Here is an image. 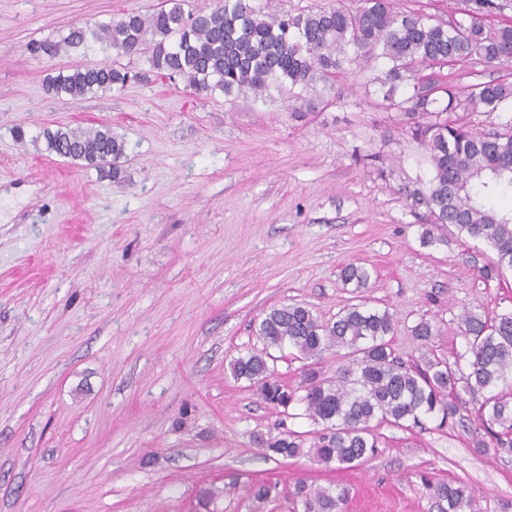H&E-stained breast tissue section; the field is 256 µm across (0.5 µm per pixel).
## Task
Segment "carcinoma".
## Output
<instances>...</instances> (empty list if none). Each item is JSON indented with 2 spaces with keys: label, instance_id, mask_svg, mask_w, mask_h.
Returning <instances> with one entry per match:
<instances>
[{
  "label": "carcinoma",
  "instance_id": "cac0c4a2",
  "mask_svg": "<svg viewBox=\"0 0 512 512\" xmlns=\"http://www.w3.org/2000/svg\"><path fill=\"white\" fill-rule=\"evenodd\" d=\"M262 2L216 0L212 6H194L188 0H163L148 14L74 23L60 39L32 40L27 50L37 59L99 51L143 62L133 69L105 61L46 76L48 93L71 98L182 77L197 93L219 91L230 97L249 89L262 99L270 90L286 87L290 97L301 99L314 84L351 65L369 66V84L382 91L387 109L407 119L413 139L429 154V186L409 194L412 206L425 208L429 219L422 243L433 244L438 241L434 231L446 230L494 251L481 270L485 279L512 272V207L490 204L492 198L512 193V83L476 84L465 96L446 83L435 97L416 76L419 65L511 60L512 25H487L477 17L501 14L512 8V0H467L470 21L448 25L397 12L392 0H359L355 8L339 3L295 14H271ZM380 59L387 68L373 66ZM458 110L502 112L507 118L477 131L450 117ZM42 137L51 154L80 161L112 179L122 173L126 141L109 126L46 128ZM341 274L357 291L370 280L369 270L354 263ZM461 328L468 346L467 369L438 357L422 365L408 364L386 340L395 329L386 308H369L363 302L344 308L334 321H323L303 304L281 305L265 312L258 324L256 333L265 349L233 358L230 369L234 378L256 387L266 403L286 414L298 401L309 418L323 424L307 449L301 436L290 431L256 437L266 451L284 459L309 454L326 465L350 467L376 452L371 424H416L423 416L437 415L443 426L455 422L469 403L477 407L479 427L486 435L474 441L476 451L511 455L512 312L488 316L466 310ZM412 335L426 346L437 330L423 319L412 327ZM286 345L307 361L299 397L266 360L268 348ZM337 348L347 349L344 364L326 377L324 354ZM429 488L439 503L447 504L444 512H480L461 481L432 483ZM221 496L220 490L200 489L197 512H222ZM348 497L344 486L314 487L300 481L293 504L302 512H342Z\"/></svg>",
  "mask_w": 512,
  "mask_h": 512
}]
</instances>
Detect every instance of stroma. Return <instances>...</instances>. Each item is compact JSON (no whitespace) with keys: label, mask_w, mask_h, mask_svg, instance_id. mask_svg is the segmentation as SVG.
<instances>
[{"label":"stroma","mask_w":512,"mask_h":512,"mask_svg":"<svg viewBox=\"0 0 512 512\" xmlns=\"http://www.w3.org/2000/svg\"><path fill=\"white\" fill-rule=\"evenodd\" d=\"M160 3L0 0V512H189L207 484L224 512H292L300 480L348 487L343 512H440L427 487L440 480L466 482L480 512H512V457L476 451L471 407L462 427L381 425L375 455L350 468L264 455L256 435L318 429L302 404L281 411L230 373L262 349L270 307L327 320L359 299L393 313L403 360L453 361L464 311L512 312V273L483 279L493 252L480 242L422 245L407 193L426 187L429 156L366 93V70L302 101L164 79L46 92L47 73L105 56L37 61L30 40ZM421 74L466 93L512 82V61ZM100 123L127 143L121 180L46 152L44 128ZM349 263L369 270L367 288L343 283ZM424 318L439 330L426 347L412 336ZM252 481L276 485L265 506Z\"/></svg>","instance_id":"1"}]
</instances>
